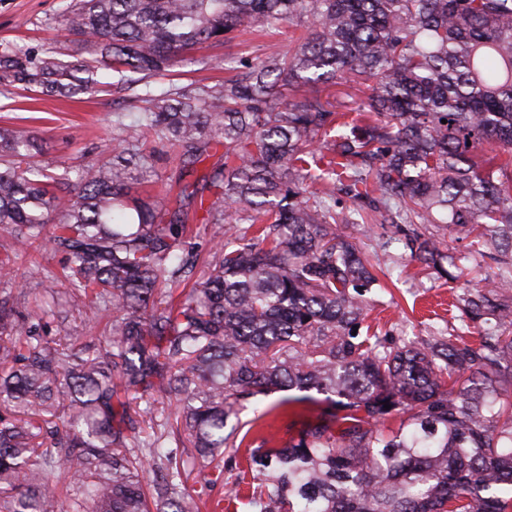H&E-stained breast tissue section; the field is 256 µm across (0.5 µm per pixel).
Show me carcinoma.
Returning a JSON list of instances; mask_svg holds the SVG:
<instances>
[{"label": "carcinoma", "instance_id": "cac0c4a2", "mask_svg": "<svg viewBox=\"0 0 512 512\" xmlns=\"http://www.w3.org/2000/svg\"><path fill=\"white\" fill-rule=\"evenodd\" d=\"M284 23L308 30L292 52L174 81L186 51ZM61 26L94 64L48 47L3 80L168 87L78 169L0 129V512H512V0H77ZM142 129L181 161L174 197L132 191ZM369 211L379 248L450 281L432 225L486 262L453 333L374 329L381 280L338 229ZM34 242L61 260L48 308L17 280ZM294 389L328 405L288 440V399L241 422Z\"/></svg>", "mask_w": 512, "mask_h": 512}]
</instances>
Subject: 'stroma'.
<instances>
[{
  "instance_id": "obj_1",
  "label": "stroma",
  "mask_w": 512,
  "mask_h": 512,
  "mask_svg": "<svg viewBox=\"0 0 512 512\" xmlns=\"http://www.w3.org/2000/svg\"><path fill=\"white\" fill-rule=\"evenodd\" d=\"M75 0H0V60L17 53L33 56L46 47H55L63 58L94 59L93 46L63 36L60 21ZM288 26L274 27L261 34L241 33L234 41L213 49L187 55L178 73L181 80L206 79L215 83L232 76L231 62L239 57H255L276 48L288 52L292 43ZM105 92L79 94L72 98H50L18 89L9 91L0 84V127L28 131L43 151L42 165L51 167L63 157L86 164L111 154L114 120L130 113L127 91L113 86L111 72L104 71ZM140 146L150 155L142 189L155 191L169 183L180 162L149 133L141 134ZM452 293L446 281L427 274L423 266L406 265L399 280L378 292L370 319L382 330L426 336L445 328L455 316Z\"/></svg>"
}]
</instances>
